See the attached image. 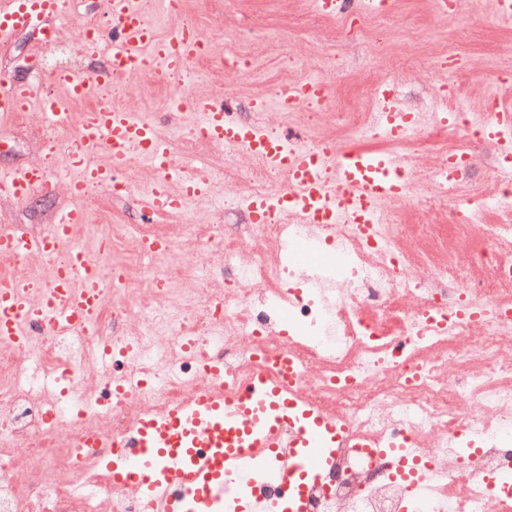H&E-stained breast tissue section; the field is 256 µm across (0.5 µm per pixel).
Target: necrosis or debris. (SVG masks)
Here are the masks:
<instances>
[{"mask_svg": "<svg viewBox=\"0 0 512 512\" xmlns=\"http://www.w3.org/2000/svg\"><path fill=\"white\" fill-rule=\"evenodd\" d=\"M454 142L421 128L391 135L382 99L346 112L353 138L375 142L405 179L412 150L439 163L437 193L414 224H112L100 247L124 253L91 331L22 326V345L0 337V512H143L113 470L137 422L162 417L194 394L232 398L262 378L279 382V357L298 370L297 397L342 433L330 464L304 494L303 512H512V158L493 156L499 192L478 195L471 167L450 157L487 138L463 91L440 96ZM206 185L238 184V203L271 195L285 179L266 164ZM457 196L470 210L452 227L432 223ZM503 217L479 246L489 281L460 277L458 244L479 212ZM334 252L331 275L284 256L303 243ZM224 367L223 378L205 370ZM408 458L415 476L398 473Z\"/></svg>", "mask_w": 512, "mask_h": 512, "instance_id": "4bbe7bcc", "label": "necrosis or debris"}]
</instances>
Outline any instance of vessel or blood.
Here are the masks:
<instances>
[{"label": "vessel or blood", "instance_id": "1", "mask_svg": "<svg viewBox=\"0 0 512 512\" xmlns=\"http://www.w3.org/2000/svg\"><path fill=\"white\" fill-rule=\"evenodd\" d=\"M63 5L64 0H9L8 6L0 9V42H12L25 30L38 32L44 39L56 36ZM107 10L111 31L90 30L85 36L87 44L106 50L108 63L104 68L88 79L58 73L55 81L62 91L49 95L35 94L29 80L1 78L0 113H12L32 103L51 126L64 125L70 121L69 106L89 98L92 92L108 91L116 78L136 75L150 61L167 70H183L199 54L201 41L194 29L183 25L167 39H160L154 21L137 9L136 0H107ZM326 96L322 83L306 80L290 85L277 107L288 111ZM188 105L202 116L211 140L244 147L250 155L287 173L288 182L281 192L252 202L254 222H266L287 203L317 224L335 223L340 216L366 224L373 201L404 196L391 159L354 147L325 146L315 154L285 143L283 137L271 135L263 126L231 122L223 104L210 98L195 97ZM507 128H512V108L500 104L490 109L485 130L508 153L512 138L504 137ZM77 138L70 165L78 178L66 186L72 205L58 213L51 235L33 237L18 229L1 233V254L53 256L58 246L69 240L72 229L86 222L80 204L85 188L111 185L114 173L136 157H147L165 179L164 185L150 188L145 195L147 210H180L184 200L199 191L196 180L186 176L184 165L173 161L154 123L109 101H99L83 113ZM171 181L180 184V194L167 190ZM45 188V175L31 167L0 176V193L19 202ZM102 286L101 266L77 247L71 249L65 267L46 283L40 303H32L29 294L17 290L13 282L1 281L0 336L18 335L19 320L33 314L47 325L64 320L82 326L84 312L102 304ZM280 368L283 381H254L233 403L202 393L167 417L141 423L128 468L155 474L139 490L146 512H151L156 492L162 487L173 491L168 512H212L217 495L224 491L225 471L256 480L262 471L257 457L275 454L278 442L274 430L284 420L295 422L298 437L292 461L279 475L280 484L294 487L325 466L336 442V428L290 393V385L297 382L291 361L282 360Z\"/></svg>", "mask_w": 512, "mask_h": 512}]
</instances>
